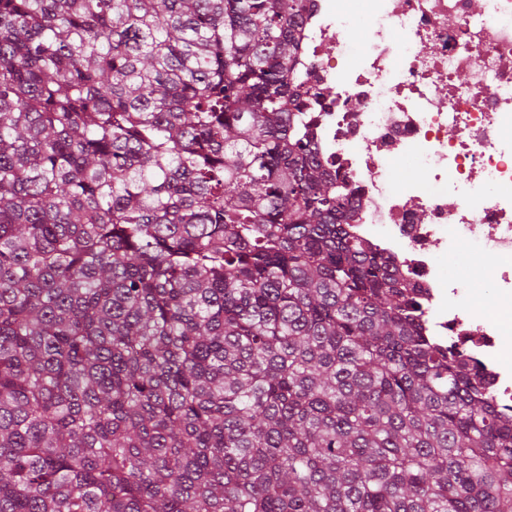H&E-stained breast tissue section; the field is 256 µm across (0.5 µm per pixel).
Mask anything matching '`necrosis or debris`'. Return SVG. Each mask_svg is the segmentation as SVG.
I'll list each match as a JSON object with an SVG mask.
<instances>
[{"label": "necrosis or debris", "instance_id": "necrosis-or-debris-1", "mask_svg": "<svg viewBox=\"0 0 512 512\" xmlns=\"http://www.w3.org/2000/svg\"><path fill=\"white\" fill-rule=\"evenodd\" d=\"M366 34L362 50L337 29ZM297 81L320 156L355 186L354 235L424 301L430 335L475 358L512 408V349L459 287L471 253L512 314V0H307ZM410 169L414 179L399 181ZM428 191H421V183Z\"/></svg>", "mask_w": 512, "mask_h": 512}]
</instances>
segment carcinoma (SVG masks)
Returning a JSON list of instances; mask_svg holds the SVG:
<instances>
[{"label":"carcinoma","mask_w":512,"mask_h":512,"mask_svg":"<svg viewBox=\"0 0 512 512\" xmlns=\"http://www.w3.org/2000/svg\"><path fill=\"white\" fill-rule=\"evenodd\" d=\"M305 0H0V512H512V413L352 233Z\"/></svg>","instance_id":"carcinoma-1"}]
</instances>
